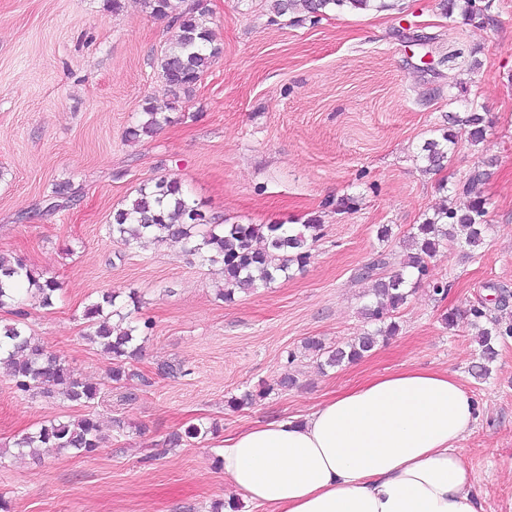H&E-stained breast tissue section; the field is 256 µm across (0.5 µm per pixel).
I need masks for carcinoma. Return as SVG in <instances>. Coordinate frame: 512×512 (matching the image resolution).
Instances as JSON below:
<instances>
[{
    "label": "carcinoma",
    "mask_w": 512,
    "mask_h": 512,
    "mask_svg": "<svg viewBox=\"0 0 512 512\" xmlns=\"http://www.w3.org/2000/svg\"><path fill=\"white\" fill-rule=\"evenodd\" d=\"M149 13L156 18H172L173 33L161 58V72L173 99L187 94L200 81L219 53L207 26V9L203 0H191L183 10H177L174 0H143ZM368 10L384 8V0H271V8L278 16L301 11L312 17L325 15L340 6ZM491 4L487 0H444L442 9L453 16L456 9L468 21L484 19ZM458 131L441 133L424 141L420 158L427 170H440L458 144V133L476 147L484 142L488 121L479 112H462L448 116ZM170 123V116L153 101L142 105L136 123L126 131V138L138 142L154 136ZM484 179L477 170L469 178L465 192L468 203L463 207L444 206L432 217L416 225L408 236L402 270L389 277L375 279L371 299L361 308V316L372 328L344 344L327 346L319 339L310 338L305 349L312 352L320 367L336 368L362 359L379 342L399 332L393 321L394 313L405 305L413 290L429 277L427 259L439 248L455 242L475 251L484 244L488 229L487 199L476 191ZM322 224L312 217L298 227L287 224H223L218 223L191 200L182 183L176 178L161 177L141 185L135 195L112 213L108 233L113 241L129 249L148 243L179 242L184 249L197 255L200 261L216 267L222 275L224 288L220 295L232 300L238 291H249L267 286L278 278L289 276L292 267L304 266L310 258L311 244L321 236ZM59 285L54 278L31 269L22 259L0 253V309L9 308L16 317L11 323L0 325V368L7 371L21 392H30L45 398L59 397L72 404L88 408L78 417L50 419L36 430L22 434L14 442L20 455L38 456L47 448L68 449L79 456L90 457L101 447L103 436L100 423L91 411L99 395V387L74 377L66 361L47 350L43 342L28 335L24 328L27 313L23 307V293L50 307ZM118 295L104 292L101 298L88 304L84 319L89 332L85 339L109 361V379L114 383L127 381L137 373L130 369L141 344L147 340L151 323L130 319L117 303ZM476 319H487V326L479 328V362L474 377L485 378L490 364L497 356L495 340L512 337V322L507 324L495 317H487L480 308L471 309ZM271 388L260 385L228 400L232 409H242L270 395ZM214 431L203 423L190 424L184 433H175L168 444L175 447L183 439H201Z\"/></svg>",
    "instance_id": "cac0c4a2"
}]
</instances>
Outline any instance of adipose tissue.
<instances>
[{
	"instance_id": "obj_1",
	"label": "adipose tissue",
	"mask_w": 512,
	"mask_h": 512,
	"mask_svg": "<svg viewBox=\"0 0 512 512\" xmlns=\"http://www.w3.org/2000/svg\"><path fill=\"white\" fill-rule=\"evenodd\" d=\"M477 416L448 371L400 369L225 438L224 478L264 512H484L460 446Z\"/></svg>"
}]
</instances>
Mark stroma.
Wrapping results in <instances>:
<instances>
[{
    "label": "stroma",
    "mask_w": 512,
    "mask_h": 512,
    "mask_svg": "<svg viewBox=\"0 0 512 512\" xmlns=\"http://www.w3.org/2000/svg\"><path fill=\"white\" fill-rule=\"evenodd\" d=\"M393 2L316 20L277 16L271 0H206L221 52L175 102L160 70L171 21L141 0L116 13L105 0H0V252L59 282L52 306L26 302L27 332L100 386L104 435L90 457L18 455L19 435L81 410L18 391L1 370L0 498L11 512H210L238 496L216 466L225 437L406 367L449 370L476 398L461 446L486 512H512V337L499 340L486 379L470 374L479 350L471 308L497 316V291L512 294V0H491L484 25L445 17L441 0ZM148 99L170 105L171 124L126 142ZM467 106L487 114L485 141H459L443 170L425 172L421 145ZM478 169L483 246L450 244L429 264L447 299L421 283L397 315L398 335L356 364L320 369L307 338L341 344L365 327L371 283L361 269L383 255L386 272L397 271L413 225L445 186L464 203ZM160 177L180 180L216 221L316 216L323 234L290 278L224 300L221 276L181 244L128 249L108 235L114 208ZM65 182L73 196L55 195ZM347 197L352 207H341ZM383 225L392 235L382 242ZM103 291L136 295L135 318L153 324L130 363L137 378L121 384L85 338L84 309ZM165 364L180 375H161ZM287 373L296 385L278 388ZM262 382L273 387L266 399L227 407ZM191 422L218 431L164 448Z\"/></svg>",
    "instance_id": "obj_1"
}]
</instances>
